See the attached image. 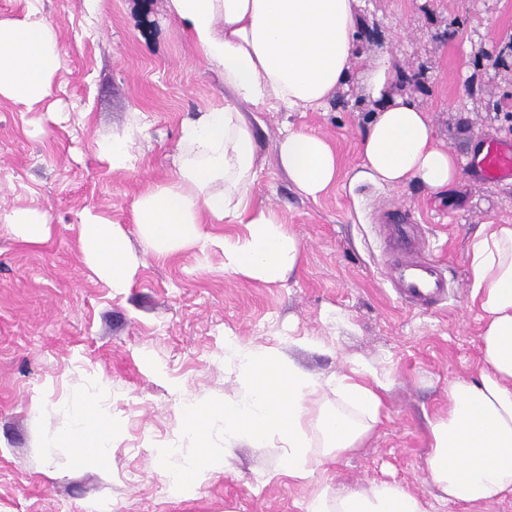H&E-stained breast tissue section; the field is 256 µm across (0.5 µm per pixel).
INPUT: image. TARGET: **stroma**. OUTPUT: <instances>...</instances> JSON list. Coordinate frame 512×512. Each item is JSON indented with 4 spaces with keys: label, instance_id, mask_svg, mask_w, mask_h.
<instances>
[{
    "label": "stroma",
    "instance_id": "1",
    "mask_svg": "<svg viewBox=\"0 0 512 512\" xmlns=\"http://www.w3.org/2000/svg\"><path fill=\"white\" fill-rule=\"evenodd\" d=\"M39 9L56 28L61 66L33 110L0 103V512H305L322 487L348 493L395 480L433 503L425 474L428 422L448 409L450 382L481 368L479 311L466 257L481 224H512V177H482L489 142L512 146V0H363L358 49L390 52L398 92L429 112L456 155L459 181L441 193L354 181L370 106L357 80L328 111L261 112L256 203L279 211L303 244L302 263L269 285L225 271L224 253L143 252L133 199L171 178L183 117L224 103V82L165 0H0V18ZM325 137L340 176L318 200L298 194L278 163L287 130ZM127 135L134 160L115 169L100 145ZM411 210L432 256L454 280L445 307L407 308L377 259L383 212ZM17 208L45 211L50 234L21 243ZM122 225L136 258L115 292L89 269L80 216ZM274 346L313 376L358 360L390 382L388 418L359 448L308 481L275 477L278 448L236 449L229 468L168 492L184 398L233 393L224 341ZM97 400L119 422L109 468L73 457L59 438L77 407Z\"/></svg>",
    "mask_w": 512,
    "mask_h": 512
}]
</instances>
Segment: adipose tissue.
<instances>
[{
  "mask_svg": "<svg viewBox=\"0 0 512 512\" xmlns=\"http://www.w3.org/2000/svg\"><path fill=\"white\" fill-rule=\"evenodd\" d=\"M204 59L218 68L229 97L223 107L182 122L173 176L147 187L132 203L145 253L166 257L188 245L224 252L225 271L265 284L284 281L301 264L303 245L276 211L252 203L257 181L255 130L239 110L297 112L330 106L350 75L372 106L359 142V178L398 189L410 184L437 192L461 173L454 153L439 144L431 116L393 90L389 52L361 55L356 35L360 0H167ZM55 28L38 9L0 18V101L34 106L50 93L60 68ZM279 163L296 190L318 200L339 168L321 136L291 130ZM206 224H242V238L204 234ZM120 225L93 210L81 216V249L91 269L111 287H131L134 258ZM467 260L471 302L484 320L482 368L448 386V412L428 423L431 451L425 470L440 501L463 512L512 497V224H482ZM238 371L237 390L220 402H193L184 412L190 448L175 470L202 483L228 463L238 446L284 450L281 473L306 480L341 453L359 447L380 423L385 383L360 365L324 382L272 346L224 344ZM223 431V447L212 434ZM117 425L97 405H86L61 435L74 455L94 453L110 463ZM430 503L395 481H375L360 492L311 496L306 512H430Z\"/></svg>",
  "mask_w": 512,
  "mask_h": 512,
  "instance_id": "1",
  "label": "adipose tissue"
}]
</instances>
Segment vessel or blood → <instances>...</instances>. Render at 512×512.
Segmentation results:
<instances>
[{"mask_svg":"<svg viewBox=\"0 0 512 512\" xmlns=\"http://www.w3.org/2000/svg\"><path fill=\"white\" fill-rule=\"evenodd\" d=\"M478 164L486 177L512 176V148L488 144ZM381 229L388 243L383 270L398 299L420 312L447 301L445 268L426 260L430 240L415 216L405 211L385 212Z\"/></svg>","mask_w":512,"mask_h":512,"instance_id":"b4317fda","label":"vessel or blood"}]
</instances>
